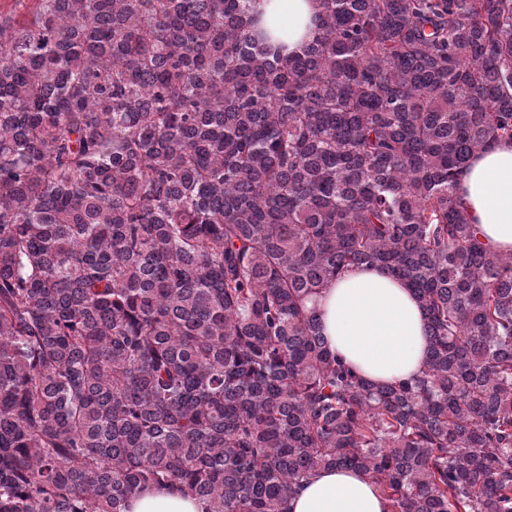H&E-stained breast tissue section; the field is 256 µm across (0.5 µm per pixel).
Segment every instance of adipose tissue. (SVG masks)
I'll use <instances>...</instances> for the list:
<instances>
[{"mask_svg": "<svg viewBox=\"0 0 512 512\" xmlns=\"http://www.w3.org/2000/svg\"><path fill=\"white\" fill-rule=\"evenodd\" d=\"M267 27L289 47L313 41L319 0H255ZM459 197L487 247L512 253V143L477 152L460 182ZM329 350L375 384L409 381L425 366L424 312L397 277L363 266L332 280L315 299ZM289 512H390L378 487L354 470L322 469L303 480ZM128 512H207L205 502L171 489L149 488Z\"/></svg>", "mask_w": 512, "mask_h": 512, "instance_id": "1", "label": "adipose tissue"}]
</instances>
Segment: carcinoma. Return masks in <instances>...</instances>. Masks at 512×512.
<instances>
[{"instance_id":"obj_1","label":"carcinoma","mask_w":512,"mask_h":512,"mask_svg":"<svg viewBox=\"0 0 512 512\" xmlns=\"http://www.w3.org/2000/svg\"><path fill=\"white\" fill-rule=\"evenodd\" d=\"M251 0L0 14V512H288L320 469L391 512H512V253L457 187L512 140V0ZM414 292L427 358L375 385L307 303ZM254 10L263 12L266 26L280 34L288 50L318 36L313 20L320 11L319 0H256ZM129 512H206L205 502L185 497L176 490L149 488L129 502Z\"/></svg>"}]
</instances>
